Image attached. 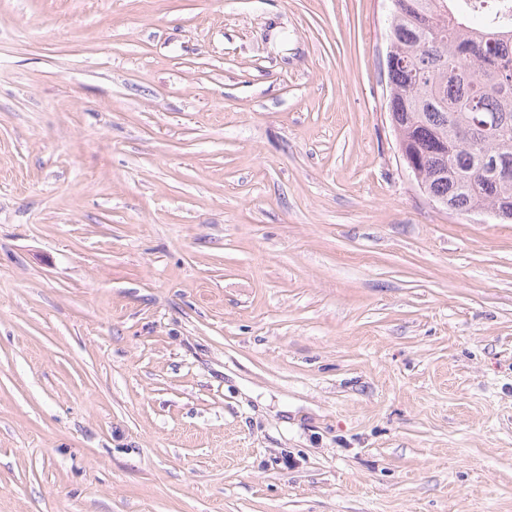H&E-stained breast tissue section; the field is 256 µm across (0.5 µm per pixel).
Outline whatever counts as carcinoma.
<instances>
[{
  "label": "carcinoma",
  "instance_id": "carcinoma-1",
  "mask_svg": "<svg viewBox=\"0 0 512 512\" xmlns=\"http://www.w3.org/2000/svg\"><path fill=\"white\" fill-rule=\"evenodd\" d=\"M391 0L387 111L420 188L460 213L503 210L512 220V0Z\"/></svg>",
  "mask_w": 512,
  "mask_h": 512
}]
</instances>
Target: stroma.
<instances>
[{"instance_id": "obj_1", "label": "stroma", "mask_w": 512, "mask_h": 512, "mask_svg": "<svg viewBox=\"0 0 512 512\" xmlns=\"http://www.w3.org/2000/svg\"><path fill=\"white\" fill-rule=\"evenodd\" d=\"M389 0H0V512H512V223L431 201Z\"/></svg>"}]
</instances>
